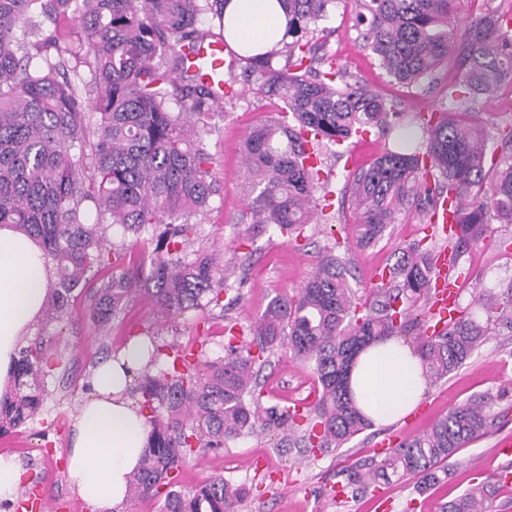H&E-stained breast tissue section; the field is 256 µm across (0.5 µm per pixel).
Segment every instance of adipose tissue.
<instances>
[{"instance_id": "ef3b65f1", "label": "adipose tissue", "mask_w": 512, "mask_h": 512, "mask_svg": "<svg viewBox=\"0 0 512 512\" xmlns=\"http://www.w3.org/2000/svg\"><path fill=\"white\" fill-rule=\"evenodd\" d=\"M224 23L237 40L271 48L285 32L277 0H227ZM51 278L40 247L10 226L0 227V381L8 374L22 336L41 318ZM139 344L128 343L117 358L100 363L92 392L72 425L68 473L80 497L95 512H117L127 479L144 455L149 427L130 398L132 370L140 368ZM351 388L374 424L394 423L417 407L427 388L420 356L399 338L370 345L351 372Z\"/></svg>"}]
</instances>
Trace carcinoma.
<instances>
[{
    "label": "carcinoma",
    "mask_w": 512,
    "mask_h": 512,
    "mask_svg": "<svg viewBox=\"0 0 512 512\" xmlns=\"http://www.w3.org/2000/svg\"><path fill=\"white\" fill-rule=\"evenodd\" d=\"M225 0H0V226L30 236L53 264L44 325L62 321L80 291L98 278L89 315L100 328L119 317L141 285L164 316L204 314L222 305L224 258L189 252L198 216L216 192L204 135L213 131V87L184 71L199 41L227 42ZM284 37L270 50L248 44L234 53L224 100L243 82L279 98L280 118L255 126L243 156L252 181L249 210L257 224L299 239L312 221L321 168L307 163L373 128L393 147L351 183L358 247L380 241L398 214L428 211L455 199L453 257L486 238L490 225L512 224V154L486 166L478 127L451 113L401 122L398 103L325 59L312 34L336 0H278ZM456 0H351L360 46L395 81L411 85L451 57L460 80L448 95L476 98L512 83V9L453 26ZM154 245L149 264L118 265L127 240ZM432 248L410 243L394 254L388 278L361 298L348 263L332 253L292 296L278 295L246 332L231 335L213 358L207 339L183 345L141 336L147 355L137 370L149 448L130 475V499L166 488L161 512H237L250 494L214 475L189 491L175 473L191 456L220 450L257 431L324 451L371 426L356 407L350 374L358 354L379 339L404 338L417 349L427 381L458 369L486 339L492 321L512 328V285L483 286L457 318L426 334L416 306L434 276ZM52 337L19 347L13 389L0 398V429L18 427L41 409L45 379L59 365L47 356ZM286 346L310 367L314 400L298 412L264 400L259 375ZM488 399L455 406L422 435L385 455L372 481H439L458 448L493 425ZM475 486L442 512H486Z\"/></svg>",
    "instance_id": "obj_1"
}]
</instances>
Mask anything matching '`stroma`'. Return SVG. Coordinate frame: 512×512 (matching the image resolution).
<instances>
[{
    "instance_id": "stroma-1",
    "label": "stroma",
    "mask_w": 512,
    "mask_h": 512,
    "mask_svg": "<svg viewBox=\"0 0 512 512\" xmlns=\"http://www.w3.org/2000/svg\"><path fill=\"white\" fill-rule=\"evenodd\" d=\"M324 27L327 52L350 73L397 101L401 111L425 115L447 111L448 84L456 77L451 62L441 64L421 85L405 88L396 84L370 51L360 48L348 0H338ZM280 107L279 100L241 91L233 108L216 117L215 132L205 138L213 158L211 177L216 193L202 219L196 247L223 254L230 267L222 307L197 318H165L139 291L130 298L124 314L101 330L89 318L91 298L85 292L75 300L68 318L53 327L51 350L62 356L63 367L48 383L43 411L0 434V456L15 458L21 466L22 486L64 502L63 512H94L69 478L68 458L71 426L86 395L84 386L105 355L114 354L147 329L184 343L207 335L213 350L221 351L230 326H247L275 296L295 294L326 248L350 240L355 216L346 189L353 173L383 152L385 138L374 129L342 146L322 149L321 168L328 177L330 205L324 209L323 219L308 225L306 240L297 244L253 223L248 209L250 184L243 163V141L252 127L276 118ZM465 119L485 130L488 154L500 155L503 136L512 128V83L491 96L467 102ZM432 233L428 213L412 208L402 212L375 245L345 251L353 274L352 288L362 291L370 284L372 271L382 270L398 247ZM509 236L512 224H494L486 242L462 250L454 270L460 304L471 302L476 287L512 283V254L497 245L499 239ZM261 381L265 399L271 403L292 405L308 399L314 390L310 368L293 360L284 347L271 356ZM476 396L491 398L496 423L485 436L457 450L440 484L423 489L407 477L356 492L335 504L328 502L327 490L343 480L346 469L364 471L377 460L376 443L406 429L415 435L423 433L451 407ZM507 436H512V329L495 327L462 367L429 384L417 409L393 424L368 428L342 447L317 456L288 445L275 432L251 435L222 450L188 459L176 482L188 490L220 474L233 483L252 485L253 491L240 504L239 512H441L448 501L494 477L504 463L496 455V444Z\"/></svg>"
}]
</instances>
